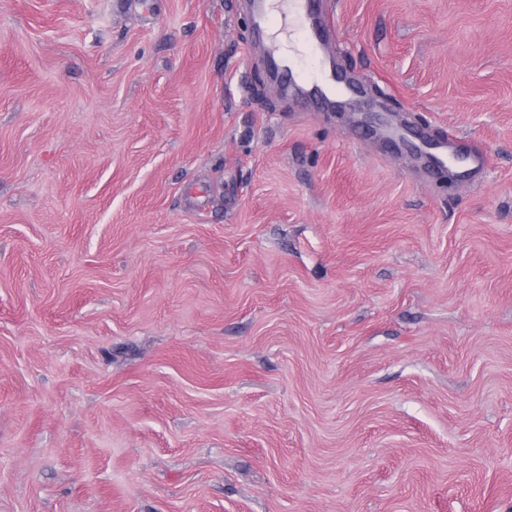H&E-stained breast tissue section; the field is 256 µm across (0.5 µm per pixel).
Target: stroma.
Here are the masks:
<instances>
[{
  "label": "stroma",
  "instance_id": "obj_1",
  "mask_svg": "<svg viewBox=\"0 0 512 512\" xmlns=\"http://www.w3.org/2000/svg\"><path fill=\"white\" fill-rule=\"evenodd\" d=\"M450 167L302 104L246 0H0V512H512V0H323Z\"/></svg>",
  "mask_w": 512,
  "mask_h": 512
}]
</instances>
